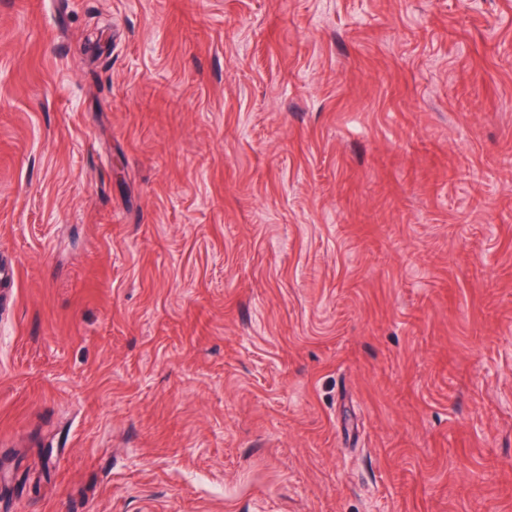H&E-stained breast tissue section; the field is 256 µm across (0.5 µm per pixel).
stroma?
Returning a JSON list of instances; mask_svg holds the SVG:
<instances>
[{
    "label": "stroma",
    "mask_w": 512,
    "mask_h": 512,
    "mask_svg": "<svg viewBox=\"0 0 512 512\" xmlns=\"http://www.w3.org/2000/svg\"><path fill=\"white\" fill-rule=\"evenodd\" d=\"M0 512H512V0H0Z\"/></svg>",
    "instance_id": "obj_1"
}]
</instances>
